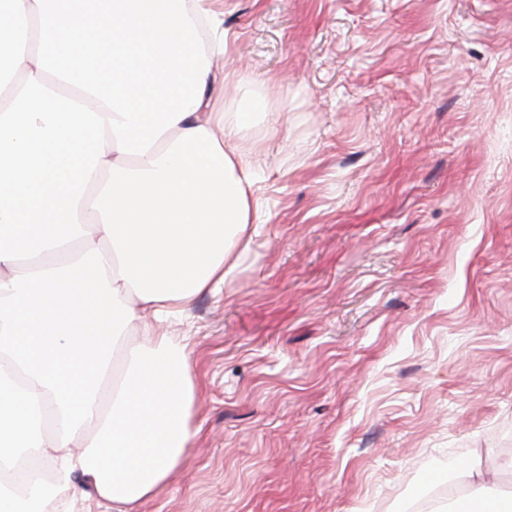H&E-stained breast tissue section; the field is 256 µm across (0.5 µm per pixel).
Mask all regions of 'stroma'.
<instances>
[{"mask_svg": "<svg viewBox=\"0 0 512 512\" xmlns=\"http://www.w3.org/2000/svg\"><path fill=\"white\" fill-rule=\"evenodd\" d=\"M273 110L248 249L163 332L193 438L139 512H404L512 476V0H223Z\"/></svg>", "mask_w": 512, "mask_h": 512, "instance_id": "1", "label": "stroma"}]
</instances>
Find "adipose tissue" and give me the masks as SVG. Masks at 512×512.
Masks as SVG:
<instances>
[{"label": "adipose tissue", "mask_w": 512, "mask_h": 512, "mask_svg": "<svg viewBox=\"0 0 512 512\" xmlns=\"http://www.w3.org/2000/svg\"><path fill=\"white\" fill-rule=\"evenodd\" d=\"M214 0H0V512L89 488L136 512L192 433L185 345L156 326L232 271L269 99L216 111L199 26ZM137 340H130V330ZM122 354L121 376L113 374ZM48 424L33 430V405Z\"/></svg>", "instance_id": "ef3b65f1"}]
</instances>
